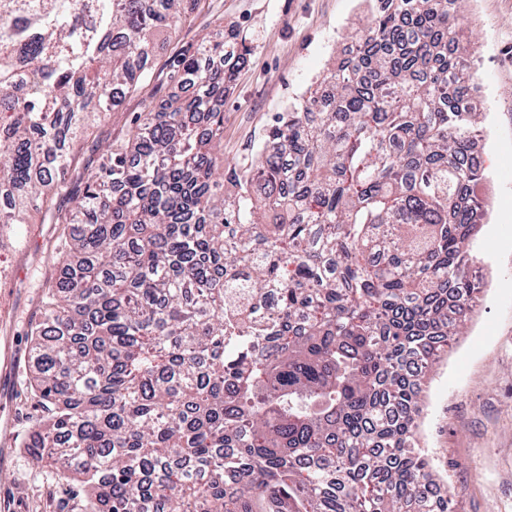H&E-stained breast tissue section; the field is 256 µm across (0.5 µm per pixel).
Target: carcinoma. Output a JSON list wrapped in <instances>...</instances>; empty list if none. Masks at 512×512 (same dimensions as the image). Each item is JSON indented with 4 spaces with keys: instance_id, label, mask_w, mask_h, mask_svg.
<instances>
[{
    "instance_id": "1",
    "label": "carcinoma",
    "mask_w": 512,
    "mask_h": 512,
    "mask_svg": "<svg viewBox=\"0 0 512 512\" xmlns=\"http://www.w3.org/2000/svg\"><path fill=\"white\" fill-rule=\"evenodd\" d=\"M359 53L224 163L222 31L93 163L71 149L187 0H0V224H62L30 386L32 459L81 512H454L419 390L473 306L483 171L464 0H369ZM75 201L70 210L56 200Z\"/></svg>"
}]
</instances>
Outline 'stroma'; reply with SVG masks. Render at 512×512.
Returning a JSON list of instances; mask_svg holds the SVG:
<instances>
[{"mask_svg": "<svg viewBox=\"0 0 512 512\" xmlns=\"http://www.w3.org/2000/svg\"><path fill=\"white\" fill-rule=\"evenodd\" d=\"M369 15L368 0H201L185 26L159 43L152 80L138 82L98 132L123 144L146 102L186 97L169 81L170 65L220 21L250 48L223 103L224 160L246 162L276 113L315 89ZM460 26L481 48L477 151L487 206L470 243V273L482 288L430 375L420 445L456 512H512V0H466ZM0 232L13 242L0 250V342L15 348L14 370L0 369V512H80L81 482L37 469L21 445L44 415L28 388L30 330L42 313L41 282L58 272V227L34 212Z\"/></svg>", "mask_w": 512, "mask_h": 512, "instance_id": "35a3bbf8", "label": "stroma"}]
</instances>
